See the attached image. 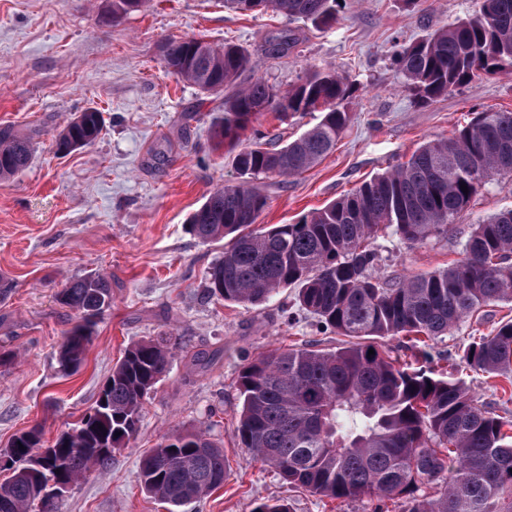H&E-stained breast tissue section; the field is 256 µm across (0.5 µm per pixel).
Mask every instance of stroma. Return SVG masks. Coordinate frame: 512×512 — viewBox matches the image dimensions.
Masks as SVG:
<instances>
[{"label":"stroma","instance_id":"1","mask_svg":"<svg viewBox=\"0 0 512 512\" xmlns=\"http://www.w3.org/2000/svg\"><path fill=\"white\" fill-rule=\"evenodd\" d=\"M478 0H347L328 29L275 13L241 14L222 0H150L112 23L106 0H0V129L29 139L30 165L0 178V347L14 351L0 365V451L15 434L38 427L43 445L71 429L96 399L113 365L132 343L173 332L179 346L167 374L146 399L136 435L99 474L74 484L58 512H170L137 482L144 452L174 430L207 431L224 448L228 476L220 489L181 512H252L267 499L292 512H402L399 500H330L283 484L277 471L241 448L238 375L263 352L315 345L336 348L347 337L324 331L304 311L285 320L281 305H238L208 296L206 274L224 245L204 243L188 219L215 189L241 180L233 155L214 146L211 124L220 101L169 74L159 46L170 37L240 44L260 75L287 88L319 67L354 85L350 123L335 149L307 171L256 182L266 206L257 227L293 224L338 200L363 181L406 162L423 144L451 137L482 111L512 112V70L484 74L428 103L415 102L391 66L397 43L414 41L474 15ZM292 30L297 44L266 56L269 37ZM104 129L89 146L57 154L55 137L87 108ZM319 113L258 115L256 128L282 145L315 125ZM512 209V175L494 177L453 221L448 234L414 247L394 235L374 240L378 273L387 279L428 274L459 259L473 225ZM112 279V304L96 326L85 363L62 375L56 352L76 321L56 294L69 280ZM512 319V302L484 308L451 333L430 341L437 370L458 363L471 337ZM213 356L196 367L197 353ZM472 394L512 420V383L465 374Z\"/></svg>","mask_w":512,"mask_h":512}]
</instances>
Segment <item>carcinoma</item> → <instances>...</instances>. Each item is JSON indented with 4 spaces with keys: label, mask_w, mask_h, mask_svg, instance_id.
I'll return each instance as SVG.
<instances>
[{
    "label": "carcinoma",
    "mask_w": 512,
    "mask_h": 512,
    "mask_svg": "<svg viewBox=\"0 0 512 512\" xmlns=\"http://www.w3.org/2000/svg\"><path fill=\"white\" fill-rule=\"evenodd\" d=\"M147 2L110 0L106 15L115 22ZM224 7L270 9L319 27L336 22L340 2L224 0ZM294 41V33L284 31L268 41L265 53L278 57ZM160 52L176 78L204 95L224 96L213 140L235 151L242 176H296L331 151L350 122L343 105L350 85L334 70H314L281 90L261 78L239 82L257 67L239 44L170 38ZM393 65L403 88L422 101L511 69L512 0H479L475 16L398 46ZM262 112L322 116L295 139L269 148L258 129L241 139ZM103 126L102 113L88 108L58 133L56 145L76 151L92 144ZM31 156L27 139L0 132V178L24 171ZM511 174L512 112L485 111L296 224L252 228L266 200L246 183L210 194L190 217L199 240L229 238L209 268V294L254 305L291 287L299 307L321 326L352 338L339 348H288L245 364L235 430L241 447L275 468L288 486L322 497L400 498L403 512H512V423L480 404L462 379L401 365L379 343L411 333L434 340L483 308L512 301V209L474 225L462 258L426 276L383 279L378 254L368 247L383 228L410 247L448 233L488 178ZM57 301L77 314L57 350L59 367L69 374L84 363L97 319L112 304V281L101 274L70 280ZM175 346L176 337L164 331L125 350L109 375L107 404L95 402L62 433L68 482L108 466L112 454L95 449L122 448L137 433L144 401L168 372ZM460 363L511 379L512 321L473 337ZM41 448L40 431L32 427L3 452L14 468L0 480V512H56V501L38 502L41 480L56 475ZM226 477L222 447L191 430L165 436L137 473L142 491L172 507L204 500ZM253 512L291 510L286 500L269 499Z\"/></svg>",
    "instance_id": "obj_1"
}]
</instances>
